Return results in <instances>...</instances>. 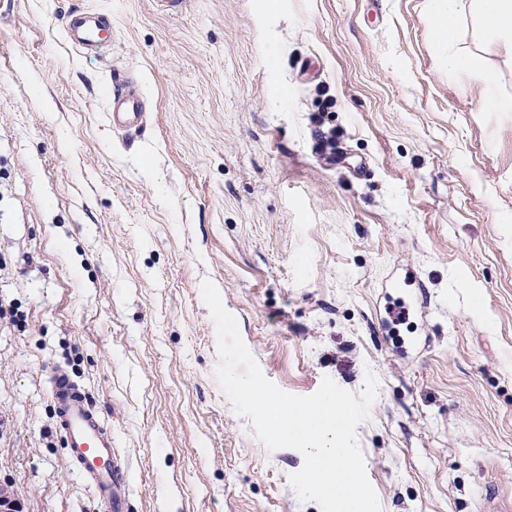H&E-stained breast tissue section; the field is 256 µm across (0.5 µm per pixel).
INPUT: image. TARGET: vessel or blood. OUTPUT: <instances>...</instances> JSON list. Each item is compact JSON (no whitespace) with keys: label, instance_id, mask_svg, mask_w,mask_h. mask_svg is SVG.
Returning a JSON list of instances; mask_svg holds the SVG:
<instances>
[{"label":"vessel or blood","instance_id":"b4317fda","mask_svg":"<svg viewBox=\"0 0 512 512\" xmlns=\"http://www.w3.org/2000/svg\"><path fill=\"white\" fill-rule=\"evenodd\" d=\"M64 29L68 41L85 51H95L112 39L109 20L98 12H70ZM108 118L115 130L124 132L138 130L143 122V98L126 80H116L113 86ZM45 370L55 410V429L76 470L110 512H126L111 428L91 403L86 390L64 366L49 364Z\"/></svg>","mask_w":512,"mask_h":512}]
</instances>
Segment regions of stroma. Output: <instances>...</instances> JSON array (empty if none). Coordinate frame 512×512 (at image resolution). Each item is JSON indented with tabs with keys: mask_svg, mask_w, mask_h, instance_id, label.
I'll return each instance as SVG.
<instances>
[{
	"mask_svg": "<svg viewBox=\"0 0 512 512\" xmlns=\"http://www.w3.org/2000/svg\"><path fill=\"white\" fill-rule=\"evenodd\" d=\"M429 0H0V485L109 512L55 432L57 362L108 417L129 512H321L216 377L219 290L264 376L361 392L382 512L512 500V97ZM108 16L86 53L67 12ZM143 128L109 125L115 77ZM410 302L392 330L395 298Z\"/></svg>",
	"mask_w": 512,
	"mask_h": 512,
	"instance_id": "stroma-1",
	"label": "stroma"
}]
</instances>
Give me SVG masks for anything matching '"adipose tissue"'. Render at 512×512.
Listing matches in <instances>:
<instances>
[{
	"instance_id": "1",
	"label": "adipose tissue",
	"mask_w": 512,
	"mask_h": 512,
	"mask_svg": "<svg viewBox=\"0 0 512 512\" xmlns=\"http://www.w3.org/2000/svg\"><path fill=\"white\" fill-rule=\"evenodd\" d=\"M428 20L450 46L449 72H462L468 65L467 52L455 47L458 26L466 20L475 35L495 39L500 53L512 60V0H431Z\"/></svg>"
}]
</instances>
